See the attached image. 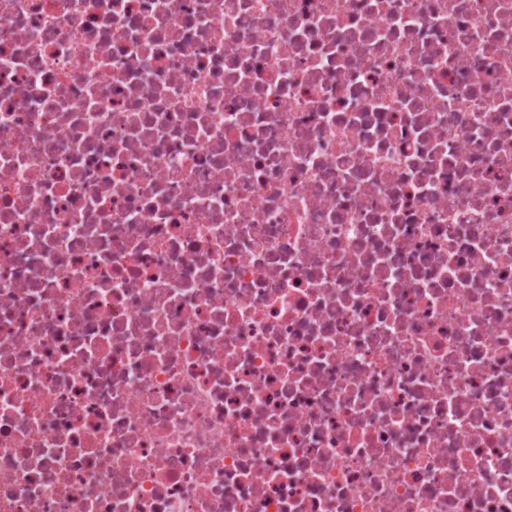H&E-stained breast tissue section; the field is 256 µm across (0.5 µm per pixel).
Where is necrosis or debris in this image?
I'll use <instances>...</instances> for the list:
<instances>
[{
    "label": "necrosis or debris",
    "mask_w": 512,
    "mask_h": 512,
    "mask_svg": "<svg viewBox=\"0 0 512 512\" xmlns=\"http://www.w3.org/2000/svg\"><path fill=\"white\" fill-rule=\"evenodd\" d=\"M0 512H512V0H0Z\"/></svg>",
    "instance_id": "necrosis-or-debris-1"
}]
</instances>
